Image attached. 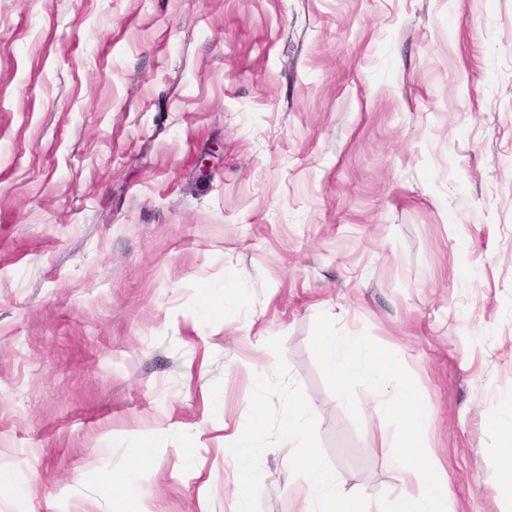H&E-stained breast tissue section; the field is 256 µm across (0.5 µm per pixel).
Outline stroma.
<instances>
[{
    "label": "stroma",
    "instance_id": "35a3bbf8",
    "mask_svg": "<svg viewBox=\"0 0 512 512\" xmlns=\"http://www.w3.org/2000/svg\"><path fill=\"white\" fill-rule=\"evenodd\" d=\"M323 312L413 376L451 512H512V0H0V512H229L274 337L379 512Z\"/></svg>",
    "mask_w": 512,
    "mask_h": 512
}]
</instances>
